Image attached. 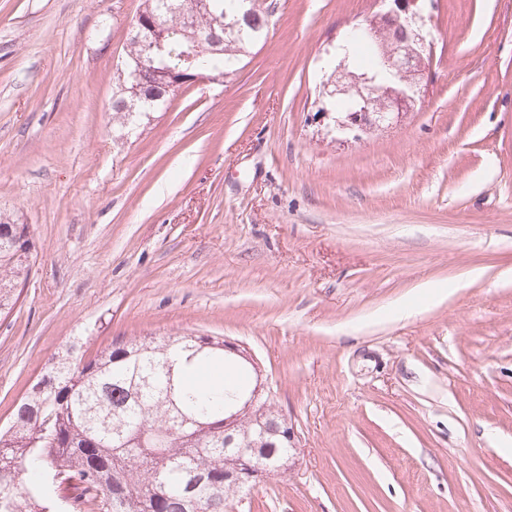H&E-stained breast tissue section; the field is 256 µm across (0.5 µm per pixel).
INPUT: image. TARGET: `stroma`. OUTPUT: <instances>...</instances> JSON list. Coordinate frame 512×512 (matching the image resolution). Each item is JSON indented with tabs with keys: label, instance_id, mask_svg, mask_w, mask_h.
<instances>
[{
	"label": "stroma",
	"instance_id": "obj_1",
	"mask_svg": "<svg viewBox=\"0 0 512 512\" xmlns=\"http://www.w3.org/2000/svg\"><path fill=\"white\" fill-rule=\"evenodd\" d=\"M143 0H0V425L74 340L243 344L295 430L227 512H512V0H424L414 111L314 120L377 0H275L221 82L112 110ZM0 218V314L12 309L14 286L27 275L36 251L30 227L17 224L10 216Z\"/></svg>",
	"mask_w": 512,
	"mask_h": 512
}]
</instances>
